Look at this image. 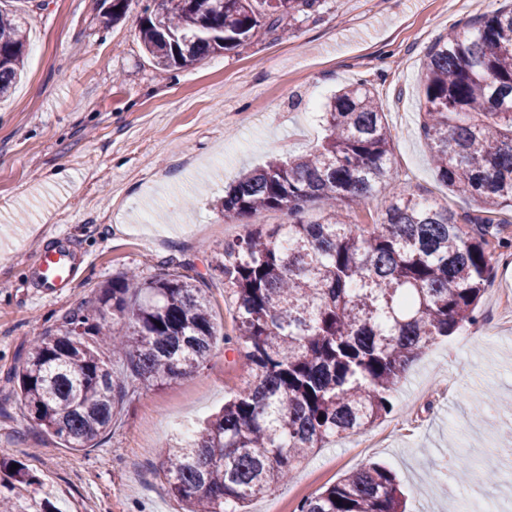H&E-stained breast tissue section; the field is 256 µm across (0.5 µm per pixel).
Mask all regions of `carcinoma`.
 <instances>
[{
	"mask_svg": "<svg viewBox=\"0 0 512 512\" xmlns=\"http://www.w3.org/2000/svg\"><path fill=\"white\" fill-rule=\"evenodd\" d=\"M320 0H153L140 28L161 74L235 49L261 20L278 28ZM24 26L0 13V96L21 77ZM424 120L436 176L478 213L394 192L371 224H345L397 182L393 136L374 88L359 80L324 105L316 149L270 159L224 192L226 215L277 209L288 223L224 243L215 269L235 303V334H222L203 283L178 272L120 273L90 307L45 334L13 380L29 419L73 449L93 448L112 426L125 383L160 388L203 369L218 336L242 359L243 386L189 435L157 452L165 490L186 512H245L338 438L393 410L407 366L438 339L475 321L493 276L496 214L512 207V4L459 23L424 60ZM316 200L321 222L302 215ZM124 320L108 368L99 348L106 312ZM297 512H406L396 475L371 464L306 497Z\"/></svg>",
	"mask_w": 512,
	"mask_h": 512,
	"instance_id": "1",
	"label": "carcinoma"
}]
</instances>
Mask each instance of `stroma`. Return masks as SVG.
I'll return each instance as SVG.
<instances>
[{
    "label": "stroma",
    "mask_w": 512,
    "mask_h": 512,
    "mask_svg": "<svg viewBox=\"0 0 512 512\" xmlns=\"http://www.w3.org/2000/svg\"><path fill=\"white\" fill-rule=\"evenodd\" d=\"M150 0H130L111 21L97 0H7L25 20L24 75L0 102V497L58 512H182L163 486L158 448L179 423L205 417L243 384L236 354L217 343L202 371L159 389L126 386L110 431L92 448L64 447L26 418L9 379L26 350L94 299L113 275L151 277L174 259L204 280L213 315L233 333L234 301L214 270L226 241L252 223L224 216V188L271 157L305 153L325 131L321 102L342 86L372 83L394 135L398 190L455 212L478 210L437 178L420 134L424 54L457 23L502 0H321L292 38L259 27L237 50L167 77L142 50ZM74 239L79 280L52 300L35 296L29 263L44 245ZM493 289L476 324L436 341L408 371L395 410L310 455L249 512L307 497L345 473L379 463L401 481L407 512H439L477 495L512 512V485L459 480L468 459L501 471L512 462V414L493 405L475 420L481 392L512 398V252L495 249ZM34 481L21 487L8 467Z\"/></svg>",
    "instance_id": "1"
}]
</instances>
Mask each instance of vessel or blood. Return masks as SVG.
I'll use <instances>...</instances> for the list:
<instances>
[{"label": "vessel or blood", "mask_w": 512, "mask_h": 512, "mask_svg": "<svg viewBox=\"0 0 512 512\" xmlns=\"http://www.w3.org/2000/svg\"><path fill=\"white\" fill-rule=\"evenodd\" d=\"M83 261V254L72 239L64 237L43 246L30 263L37 297L49 299L73 287Z\"/></svg>", "instance_id": "vessel-or-blood-1"}]
</instances>
